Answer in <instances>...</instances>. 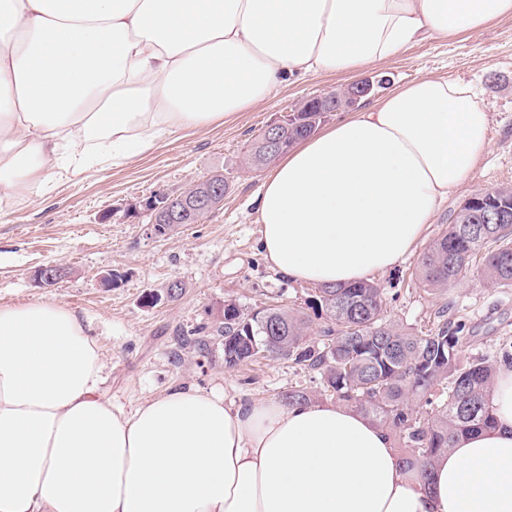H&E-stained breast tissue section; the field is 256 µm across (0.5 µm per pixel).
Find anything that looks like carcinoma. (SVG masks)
Here are the masks:
<instances>
[{
    "label": "carcinoma",
    "mask_w": 512,
    "mask_h": 512,
    "mask_svg": "<svg viewBox=\"0 0 512 512\" xmlns=\"http://www.w3.org/2000/svg\"><path fill=\"white\" fill-rule=\"evenodd\" d=\"M512 210V196L491 190L472 208ZM460 213L448 232L423 253L416 273L431 289L463 278L481 257L477 276L496 288L512 286V224L484 237ZM309 301L326 315L321 340H307V318L283 308L247 312L231 301L217 332L224 336L225 366L234 368L268 350L312 372L336 401L370 417L403 447L401 462L428 479L435 460L468 433L493 424L489 392L497 364L512 361V342L491 356L462 357L466 325L445 321L415 332L384 313L377 284L361 281L318 288ZM432 411H426L423 406Z\"/></svg>",
    "instance_id": "carcinoma-1"
}]
</instances>
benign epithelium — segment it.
<instances>
[{"label": "benign epithelium", "mask_w": 512, "mask_h": 512, "mask_svg": "<svg viewBox=\"0 0 512 512\" xmlns=\"http://www.w3.org/2000/svg\"><path fill=\"white\" fill-rule=\"evenodd\" d=\"M373 84L360 80L343 86L339 91H329L312 99L297 101L288 111L286 118L266 127L260 141V150L251 159L253 165L260 167L269 161V155L280 150L288 136V124L296 121L303 112H321L325 115L335 112L341 106L353 107L362 98L372 93ZM226 179L221 172L212 173L190 185L178 194V201L158 202L152 197L145 201L144 211L149 215L151 234L159 236L162 224H197L203 214L208 213L224 202ZM68 274L67 269L54 264L41 266L35 273L36 280L43 286L56 285Z\"/></svg>", "instance_id": "7a95c632"}]
</instances>
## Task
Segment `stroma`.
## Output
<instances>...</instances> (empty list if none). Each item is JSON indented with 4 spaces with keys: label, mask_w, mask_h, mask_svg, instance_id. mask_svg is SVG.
Masks as SVG:
<instances>
[{
    "label": "stroma",
    "mask_w": 512,
    "mask_h": 512,
    "mask_svg": "<svg viewBox=\"0 0 512 512\" xmlns=\"http://www.w3.org/2000/svg\"><path fill=\"white\" fill-rule=\"evenodd\" d=\"M445 75L473 86L490 116V147L468 181L449 192L402 263L371 274L388 317L424 331L439 309L466 324L468 356L493 354L512 339V287L492 288L470 275L442 292L427 291L415 274L422 254L455 223L462 202L478 191L512 185V18L445 41L431 40L355 76L317 74L277 88L236 121L176 131L127 163L55 176L20 203L0 209V305L45 301L75 309L100 341L104 388L125 405L172 387L221 390L250 403L281 400L289 390L318 393L310 374L284 360L224 365V343L177 350L180 335L217 326L224 302L243 309L279 307L307 316L319 341L326 317L308 302L312 283L296 282L266 262L253 200L264 176L246 158L261 132L300 99L369 79L371 100L426 76ZM224 172V205L200 223L152 237L138 206L156 192L175 194L199 178ZM58 264L71 271L55 287L34 281L35 270ZM111 274L104 287L103 274ZM183 285L172 300L148 303L169 282Z\"/></svg>",
    "instance_id": "1"
}]
</instances>
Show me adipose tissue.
Listing matches in <instances>:
<instances>
[{
  "instance_id": "1",
  "label": "adipose tissue",
  "mask_w": 512,
  "mask_h": 512,
  "mask_svg": "<svg viewBox=\"0 0 512 512\" xmlns=\"http://www.w3.org/2000/svg\"><path fill=\"white\" fill-rule=\"evenodd\" d=\"M512 18V0H0V203L231 122L279 85ZM472 87L425 77L299 141L257 204L300 282L398 265L484 154ZM73 309L0 306V512H512V363L491 428L405 469L352 407L174 388L128 408Z\"/></svg>"
}]
</instances>
